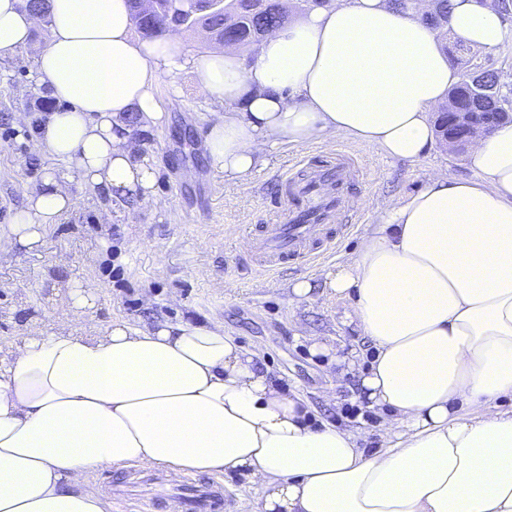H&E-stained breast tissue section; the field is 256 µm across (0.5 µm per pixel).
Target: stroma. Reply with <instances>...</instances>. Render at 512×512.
<instances>
[{
    "mask_svg": "<svg viewBox=\"0 0 512 512\" xmlns=\"http://www.w3.org/2000/svg\"><path fill=\"white\" fill-rule=\"evenodd\" d=\"M49 25L39 22L29 44L0 58V234L26 206L47 175L70 177L80 199L77 210L47 225L34 250L0 253V358L19 344L28 328L52 331L76 280L98 286L90 327L105 330L123 321L145 327L158 321L218 324L246 349L259 350L264 368L299 393L318 421L353 430L357 446L370 454L389 443L378 415L352 418L343 407L357 404L354 377L322 355L312 340L367 364L369 346L354 317L352 301L323 289L329 271L355 258L381 208L420 191L438 171L470 178L462 155L434 143L416 161L397 160L347 138L292 144L274 149L267 165L240 180L225 179L211 165L205 130L224 113V104L200 94L196 76L183 71L177 88L160 85L163 124L140 134L139 153L154 160V198L128 209L87 187L79 173L49 155H36L38 100L47 97L35 80V59ZM349 154L356 168L343 189L346 201L337 221L351 225L335 254L312 266L292 264L275 272L253 265V241L245 228L283 223L276 201L279 179L305 161L336 152ZM69 264H60V257ZM318 285L315 301L293 295L295 281Z\"/></svg>",
    "mask_w": 512,
    "mask_h": 512,
    "instance_id": "1",
    "label": "stroma"
}]
</instances>
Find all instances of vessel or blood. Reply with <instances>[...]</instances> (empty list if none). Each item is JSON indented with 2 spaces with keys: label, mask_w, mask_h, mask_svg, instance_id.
Instances as JSON below:
<instances>
[{
  "label": "vessel or blood",
  "mask_w": 512,
  "mask_h": 512,
  "mask_svg": "<svg viewBox=\"0 0 512 512\" xmlns=\"http://www.w3.org/2000/svg\"><path fill=\"white\" fill-rule=\"evenodd\" d=\"M354 172L345 158L327 161L305 180L286 176L288 220L283 224L266 225L255 240L256 264L264 271L275 270L289 260L305 264L317 262L334 254L348 227L328 232L343 202L338 188ZM142 512H224V487L219 483L188 485L186 490L165 497H142Z\"/></svg>",
  "instance_id": "vessel-or-blood-1"
}]
</instances>
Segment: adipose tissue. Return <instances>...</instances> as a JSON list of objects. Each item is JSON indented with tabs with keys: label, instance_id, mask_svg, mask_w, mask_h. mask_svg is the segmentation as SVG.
Returning a JSON list of instances; mask_svg holds the SVG:
<instances>
[{
	"label": "adipose tissue",
	"instance_id": "adipose-tissue-1",
	"mask_svg": "<svg viewBox=\"0 0 512 512\" xmlns=\"http://www.w3.org/2000/svg\"><path fill=\"white\" fill-rule=\"evenodd\" d=\"M451 3L448 27L462 45L512 41L491 0ZM47 7L35 68L61 108L32 149L120 202L154 193L157 169L135 159L133 132L161 123L157 88L185 68L224 103L204 141L229 178L249 176L283 140L344 136L418 160L436 138L432 112L462 80L435 33L388 0H335L254 53L200 57L175 33L134 38L127 0ZM37 22L22 0H0V56L26 45ZM465 163L473 178L440 172L382 208L357 257L326 275L375 348L361 394L386 413L388 447L366 455L350 431L313 423L303 398L222 327L78 332L96 297L79 282L61 328L29 329L0 363V512H105L83 482L127 465L240 472L263 512H512V411H460L512 393V124L472 144ZM77 207L65 179L45 178L0 251L37 245L44 225Z\"/></svg>",
	"mask_w": 512,
	"mask_h": 512
}]
</instances>
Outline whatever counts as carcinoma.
<instances>
[{"label": "carcinoma", "instance_id": "1", "mask_svg": "<svg viewBox=\"0 0 512 512\" xmlns=\"http://www.w3.org/2000/svg\"><path fill=\"white\" fill-rule=\"evenodd\" d=\"M137 32L146 40L161 38L174 28L207 27L216 31L217 42H234L251 50L272 29L293 21L282 0H224V12H203L204 5L190 0H156V10L150 16L142 15L137 0H129ZM450 0H432L430 8L421 19L437 37L448 32ZM485 80L474 86L466 78L452 91L453 111L467 112L469 128L464 134H490L502 125L507 113H512V86L502 80V73L486 67Z\"/></svg>", "mask_w": 512, "mask_h": 512}]
</instances>
